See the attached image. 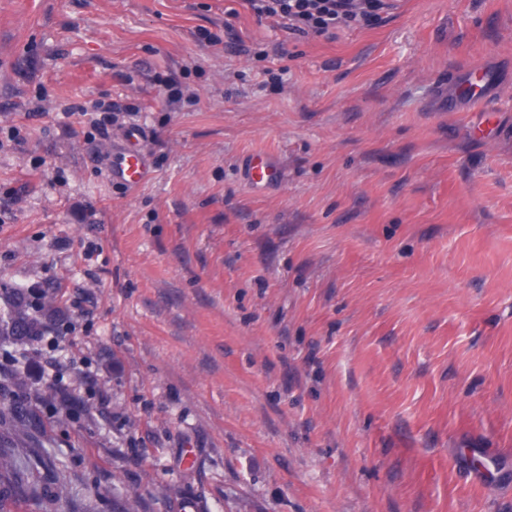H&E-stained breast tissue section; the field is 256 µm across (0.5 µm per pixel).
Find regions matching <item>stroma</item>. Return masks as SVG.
<instances>
[{"mask_svg": "<svg viewBox=\"0 0 512 512\" xmlns=\"http://www.w3.org/2000/svg\"><path fill=\"white\" fill-rule=\"evenodd\" d=\"M476 66L496 112L449 109ZM0 278L84 299L38 346L62 383L121 361L108 403L40 408L62 512L159 481L181 512H512V0L333 37L246 0H0ZM142 137L141 130H132L127 134L125 144L112 150V178L129 187L138 186L149 179L146 159L136 147ZM246 176L252 186L266 187L281 182L283 171L271 154L255 152L248 158Z\"/></svg>", "mask_w": 512, "mask_h": 512, "instance_id": "obj_1", "label": "stroma"}]
</instances>
